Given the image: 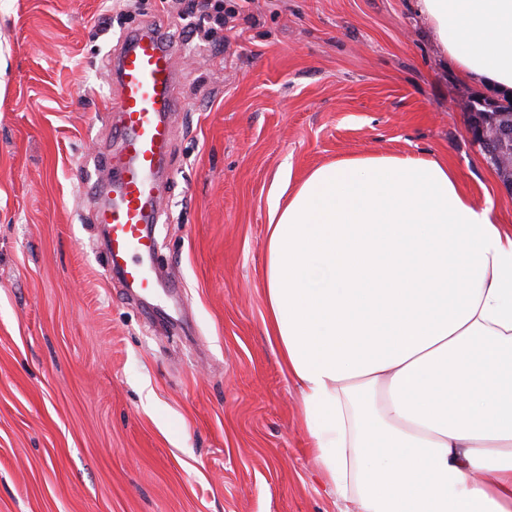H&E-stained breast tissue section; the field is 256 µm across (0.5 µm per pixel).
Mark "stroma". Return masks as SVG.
Instances as JSON below:
<instances>
[{
	"instance_id": "stroma-1",
	"label": "stroma",
	"mask_w": 512,
	"mask_h": 512,
	"mask_svg": "<svg viewBox=\"0 0 512 512\" xmlns=\"http://www.w3.org/2000/svg\"><path fill=\"white\" fill-rule=\"evenodd\" d=\"M180 0H0V512H337L266 334L268 224L287 185L352 155L454 170L512 225L468 130L492 96L443 56L416 0H266L204 37ZM153 26L181 52L155 228L178 281L112 279L78 180L110 144V65Z\"/></svg>"
}]
</instances>
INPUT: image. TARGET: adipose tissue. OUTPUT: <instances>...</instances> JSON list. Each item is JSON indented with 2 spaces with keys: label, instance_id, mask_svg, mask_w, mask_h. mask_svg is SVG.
Returning a JSON list of instances; mask_svg holds the SVG:
<instances>
[{
  "label": "adipose tissue",
  "instance_id": "1",
  "mask_svg": "<svg viewBox=\"0 0 512 512\" xmlns=\"http://www.w3.org/2000/svg\"><path fill=\"white\" fill-rule=\"evenodd\" d=\"M465 76L512 91V0H418ZM268 319L339 512H512V226L448 165L360 155L274 207Z\"/></svg>",
  "mask_w": 512,
  "mask_h": 512
}]
</instances>
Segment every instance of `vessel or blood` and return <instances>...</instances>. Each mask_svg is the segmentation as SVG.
Masks as SVG:
<instances>
[{
  "label": "vessel or blood",
  "mask_w": 512,
  "mask_h": 512,
  "mask_svg": "<svg viewBox=\"0 0 512 512\" xmlns=\"http://www.w3.org/2000/svg\"><path fill=\"white\" fill-rule=\"evenodd\" d=\"M178 54L151 26L125 39L112 59L115 92L107 110L117 117L112 125L117 147L105 151L101 161L109 180L100 184L91 171L81 174L82 183L93 188V221L104 230L106 266L131 293L151 292L159 282L153 226L163 215L161 174L173 137Z\"/></svg>",
  "instance_id": "vessel-or-blood-1"
}]
</instances>
